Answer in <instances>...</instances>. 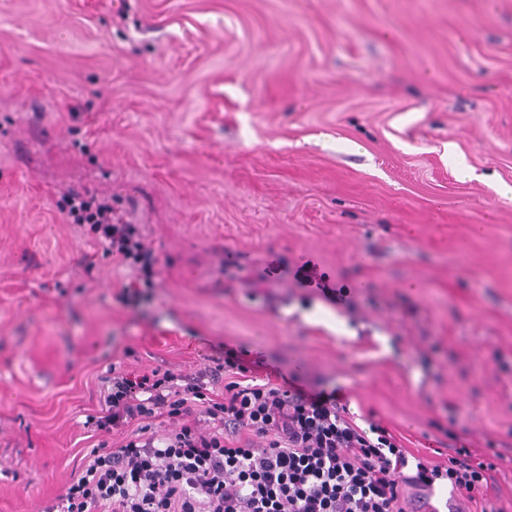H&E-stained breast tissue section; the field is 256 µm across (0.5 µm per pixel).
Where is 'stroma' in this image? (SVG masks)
<instances>
[{
	"label": "stroma",
	"instance_id": "stroma-1",
	"mask_svg": "<svg viewBox=\"0 0 512 512\" xmlns=\"http://www.w3.org/2000/svg\"><path fill=\"white\" fill-rule=\"evenodd\" d=\"M501 184L512 0H0V512L64 493L112 367L228 348L429 460L481 449L512 512ZM86 193L155 252L139 307L68 214Z\"/></svg>",
	"mask_w": 512,
	"mask_h": 512
}]
</instances>
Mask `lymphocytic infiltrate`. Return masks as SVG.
I'll list each match as a JSON object with an SVG mask.
<instances>
[{"label": "lymphocytic infiltrate", "instance_id": "lymphocytic-infiltrate-1", "mask_svg": "<svg viewBox=\"0 0 512 512\" xmlns=\"http://www.w3.org/2000/svg\"><path fill=\"white\" fill-rule=\"evenodd\" d=\"M71 212L106 253L151 274L149 247L107 202L77 196ZM248 371L232 350L189 377L113 371L85 421L101 440L59 512H405L406 491L440 484L470 501L499 499L495 468L478 451L431 462L380 423L360 427L335 393L276 371L252 384ZM174 418L179 430L157 436L155 424ZM117 432L122 441L109 442Z\"/></svg>", "mask_w": 512, "mask_h": 512}]
</instances>
